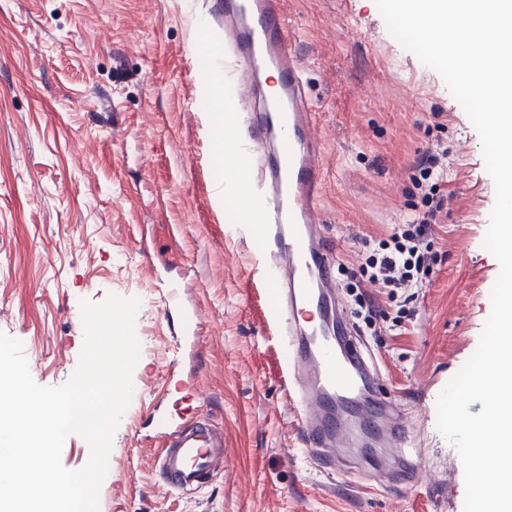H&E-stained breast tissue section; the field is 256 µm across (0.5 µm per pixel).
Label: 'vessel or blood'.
Here are the masks:
<instances>
[{
    "label": "vessel or blood",
    "instance_id": "obj_1",
    "mask_svg": "<svg viewBox=\"0 0 512 512\" xmlns=\"http://www.w3.org/2000/svg\"><path fill=\"white\" fill-rule=\"evenodd\" d=\"M221 18L223 78L229 102L227 148L256 169L255 210L236 221L243 238L261 227V279L268 322L280 340L281 374L303 451L328 470L352 462L373 470L380 486L417 484L408 454L414 430L383 389L381 370L354 337L340 302L336 248L324 235L323 146L304 66L290 48L282 0H215ZM165 311L177 321L174 360H181L194 316L168 290ZM163 442L154 468L164 486L197 493L224 472V431L207 420L154 419ZM377 452H369V445Z\"/></svg>",
    "mask_w": 512,
    "mask_h": 512
}]
</instances>
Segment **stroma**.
Here are the masks:
<instances>
[{
    "label": "stroma",
    "mask_w": 512,
    "mask_h": 512,
    "mask_svg": "<svg viewBox=\"0 0 512 512\" xmlns=\"http://www.w3.org/2000/svg\"><path fill=\"white\" fill-rule=\"evenodd\" d=\"M212 0H0V333L19 340L34 381L65 384L84 343L81 301L136 297L143 398L116 429L99 512H463L455 447L436 402L476 351L499 273L484 248L496 191L481 138L441 76L388 32L374 0H284L325 142L322 219L357 270L366 240L413 215L411 168L443 123L450 200L430 236L438 262L400 325L347 318L418 434V486L319 471L302 452L268 325L256 256L231 219L244 195L216 197L233 170L197 57L224 61ZM199 310L195 367L169 369L168 283ZM224 427V475L195 495L162 486L153 409Z\"/></svg>",
    "instance_id": "obj_1"
}]
</instances>
